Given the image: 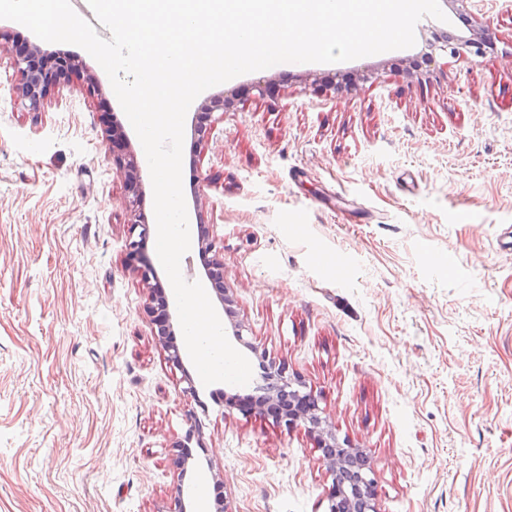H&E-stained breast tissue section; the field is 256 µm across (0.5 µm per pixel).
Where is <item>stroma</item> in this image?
Segmentation results:
<instances>
[{
	"label": "stroma",
	"instance_id": "obj_1",
	"mask_svg": "<svg viewBox=\"0 0 512 512\" xmlns=\"http://www.w3.org/2000/svg\"><path fill=\"white\" fill-rule=\"evenodd\" d=\"M465 9L484 57L404 76L449 8L408 49L211 87L190 113L239 96L208 141L184 130L237 320L368 454L378 512H512V0ZM20 36L80 67L27 112L0 56V512H169L193 416L198 480L229 512H325L311 433L242 413L247 385L184 393L128 249L153 189L129 206L110 81L0 19Z\"/></svg>",
	"mask_w": 512,
	"mask_h": 512
}]
</instances>
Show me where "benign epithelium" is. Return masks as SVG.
I'll use <instances>...</instances> for the list:
<instances>
[{
	"mask_svg": "<svg viewBox=\"0 0 512 512\" xmlns=\"http://www.w3.org/2000/svg\"><path fill=\"white\" fill-rule=\"evenodd\" d=\"M40 52L41 48L36 46L29 52L17 51L12 55V64L22 80L19 90L21 105L29 112L41 111L52 87L77 67L75 60L68 59L62 62L55 74L44 78L40 75L37 65ZM447 53L481 56L484 53L483 43L474 29L468 36L454 37L444 32L436 41L429 43L426 58L428 63L434 64L437 57ZM130 234V253L139 258L138 272L142 279L148 281L155 276V272L150 259L141 254V251L144 243L154 234V225L136 221L131 224ZM204 275L213 283L216 300L229 320L233 338L251 353L262 368L259 376L252 379V405L248 407V411L265 412L276 419L285 420L289 425H300L316 435L317 449L321 452L322 460L332 476V488L327 498L325 512H377L372 495L374 478L363 452L339 441L333 427L322 416L312 391L308 390L303 382L288 377L282 370L264 364V352L260 351L258 345L245 338L243 325L233 320L230 299L224 289L223 256L214 255L209 267L204 269ZM151 298L152 304L166 310L165 318L155 320L156 335L168 352L170 360L183 373V381L187 384L184 393L194 397V378L184 364L176 344V330L180 329V323L177 322L178 314L171 309L164 289L153 287ZM188 460L189 457L182 453L176 455V464L179 466L183 484L174 497L170 512H197V502L191 495L184 493L185 485L192 484L195 478V471L189 466Z\"/></svg>",
	"mask_w": 512,
	"mask_h": 512,
	"instance_id": "obj_1",
	"label": "benign epithelium"
}]
</instances>
